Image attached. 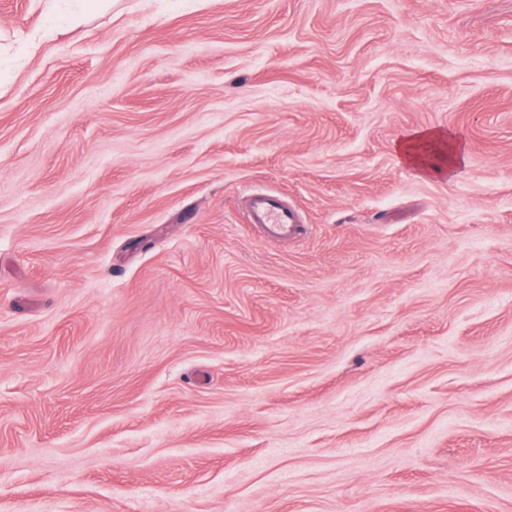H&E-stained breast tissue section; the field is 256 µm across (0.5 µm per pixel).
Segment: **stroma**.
<instances>
[{"instance_id": "35a3bbf8", "label": "stroma", "mask_w": 512, "mask_h": 512, "mask_svg": "<svg viewBox=\"0 0 512 512\" xmlns=\"http://www.w3.org/2000/svg\"><path fill=\"white\" fill-rule=\"evenodd\" d=\"M0 512H512V0H0ZM397 151L406 163L450 174L465 159V150L450 135L439 131H414L397 144ZM439 154L436 161L431 156ZM249 217L251 224H258L268 239L295 238L303 230L302 225L296 224L293 209L265 195L252 196Z\"/></svg>"}]
</instances>
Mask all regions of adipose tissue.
I'll return each instance as SVG.
<instances>
[{
	"mask_svg": "<svg viewBox=\"0 0 512 512\" xmlns=\"http://www.w3.org/2000/svg\"><path fill=\"white\" fill-rule=\"evenodd\" d=\"M406 163L438 172L451 171L465 159V150L453 138L439 131H414L397 145Z\"/></svg>",
	"mask_w": 512,
	"mask_h": 512,
	"instance_id": "ef3b65f1",
	"label": "adipose tissue"
}]
</instances>
